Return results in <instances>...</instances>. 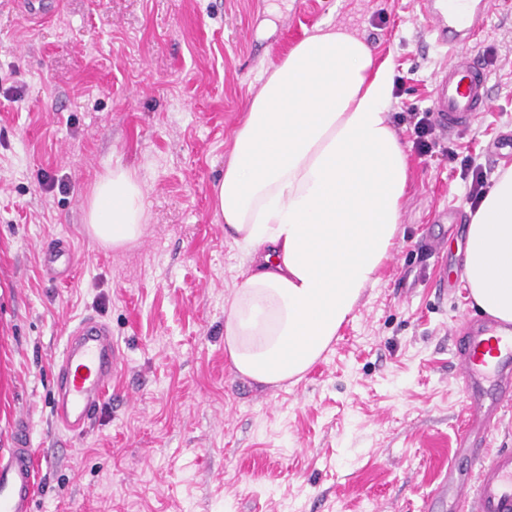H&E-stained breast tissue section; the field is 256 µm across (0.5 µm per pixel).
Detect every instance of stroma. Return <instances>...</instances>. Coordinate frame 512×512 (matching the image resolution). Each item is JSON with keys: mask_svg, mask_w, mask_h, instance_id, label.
<instances>
[{"mask_svg": "<svg viewBox=\"0 0 512 512\" xmlns=\"http://www.w3.org/2000/svg\"><path fill=\"white\" fill-rule=\"evenodd\" d=\"M0 0V448L27 422L33 512H420L456 446L465 396L454 327L479 318L460 278L467 167L512 133V0H491L468 45L492 104L430 156L412 155L406 229L380 282L296 383L239 376L224 303L242 255L213 187L261 70L317 27L344 25L404 79L393 126L414 136L444 52L414 0ZM135 171L145 232L129 249L84 222L95 182ZM67 240L68 280L41 249ZM105 322L121 371L86 435L55 425L56 365L78 316Z\"/></svg>", "mask_w": 512, "mask_h": 512, "instance_id": "35a3bbf8", "label": "stroma"}]
</instances>
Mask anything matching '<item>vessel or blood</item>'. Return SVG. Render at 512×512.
<instances>
[{"mask_svg":"<svg viewBox=\"0 0 512 512\" xmlns=\"http://www.w3.org/2000/svg\"><path fill=\"white\" fill-rule=\"evenodd\" d=\"M435 44L448 64L435 82L431 112L449 136L466 131L490 100L485 68L465 51L483 27L481 4L417 0ZM43 264L51 278L70 272L74 255L65 241L49 245ZM454 366L466 395V416L457 447L432 498L450 501L449 512H512V448L486 454L503 411L512 406V325L491 319L462 323L454 338ZM122 362L109 327L95 316L69 327L55 374L53 417L77 437L87 432ZM35 452L26 423L15 427L11 448L0 453V512H31L35 499Z\"/></svg>","mask_w":512,"mask_h":512,"instance_id":"1","label":"vessel or blood"}]
</instances>
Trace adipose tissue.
Segmentation results:
<instances>
[{"instance_id":"obj_1","label":"adipose tissue","mask_w":512,"mask_h":512,"mask_svg":"<svg viewBox=\"0 0 512 512\" xmlns=\"http://www.w3.org/2000/svg\"><path fill=\"white\" fill-rule=\"evenodd\" d=\"M393 69L328 26L296 44L248 104L214 205L245 254L224 303L234 370L275 385L302 378L349 322L402 235L410 155L388 114ZM142 183L117 167L85 208L101 244L144 235ZM461 278L473 306L512 324V167L469 211Z\"/></svg>"}]
</instances>
